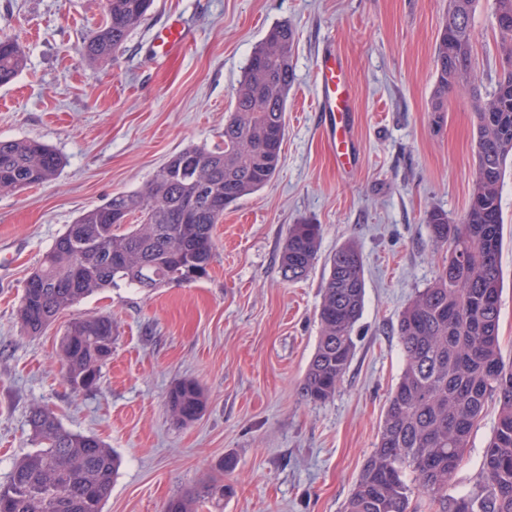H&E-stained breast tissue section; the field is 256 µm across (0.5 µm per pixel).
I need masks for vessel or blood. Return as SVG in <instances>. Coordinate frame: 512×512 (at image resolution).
Masks as SVG:
<instances>
[{"mask_svg":"<svg viewBox=\"0 0 512 512\" xmlns=\"http://www.w3.org/2000/svg\"><path fill=\"white\" fill-rule=\"evenodd\" d=\"M187 32L179 21H170L158 30L152 40L154 49L184 45ZM316 82L319 91L317 109L325 115L327 130L336 147L338 164H348L351 158L349 116L351 96L344 79L343 67L335 49H325L317 62Z\"/></svg>","mask_w":512,"mask_h":512,"instance_id":"b4317fda","label":"vessel or blood"}]
</instances>
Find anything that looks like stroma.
<instances>
[{
  "mask_svg": "<svg viewBox=\"0 0 512 512\" xmlns=\"http://www.w3.org/2000/svg\"><path fill=\"white\" fill-rule=\"evenodd\" d=\"M448 0H154L115 62L92 66L83 35L104 0H0V35L26 65L0 86V140L34 139L62 158L57 178L0 193V484L34 450L33 408L69 431L102 439L121 464L103 512H164L170 498L230 484L197 512H344L377 442L404 365L399 316L442 264L423 222L440 207L463 214L475 169L474 102L448 96L437 121L434 48ZM178 18L191 43L158 55L153 29ZM297 34L282 162L273 182L242 198L216 225L208 278L152 293L109 288L61 314L42 335L20 330L26 279L68 224L112 194L140 189L174 152L224 140V119L255 46L276 23ZM494 0H479L477 73L498 65ZM335 45L352 95L353 152L336 163L316 110L317 58ZM504 284L499 342L512 361V173L502 189ZM322 227L308 276L289 282L280 253L291 224ZM353 241L364 257L355 355L333 398L306 402L301 386L319 336L328 256ZM112 317V357L97 386L72 390L56 359L75 315ZM202 388L206 407L188 426L171 419L170 387ZM497 417L486 406L450 495L476 493ZM236 468H218L225 456Z\"/></svg>",
  "mask_w": 512,
  "mask_h": 512,
  "instance_id": "obj_1",
  "label": "stroma"
}]
</instances>
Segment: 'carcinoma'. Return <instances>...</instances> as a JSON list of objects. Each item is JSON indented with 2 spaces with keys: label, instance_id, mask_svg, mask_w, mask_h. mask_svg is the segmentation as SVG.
<instances>
[{
  "label": "carcinoma",
  "instance_id": "cac0c4a2",
  "mask_svg": "<svg viewBox=\"0 0 512 512\" xmlns=\"http://www.w3.org/2000/svg\"><path fill=\"white\" fill-rule=\"evenodd\" d=\"M477 0H449L435 46L431 111L443 118L448 91L478 83L472 19ZM153 0H106L103 23L83 37L90 64L116 59ZM501 59L512 61V0H494ZM295 30L272 26L254 48L224 120V146L188 145L172 154L136 192H119L81 213L43 255L27 279L18 308L21 329L39 336L87 296L122 284L152 291L189 286L209 275L213 232L224 210L275 177L286 133L293 81ZM24 66L18 42L0 37V86ZM512 167V73L498 74L480 102L476 169L464 213L453 219L433 207L424 213L446 259L433 282L406 305L397 333L405 364L387 403L378 440L344 512H418L415 491L433 512H512V364L502 359L499 263L504 224L500 191ZM61 157L36 141L0 140V192L50 182ZM194 216L183 217L187 207ZM140 215L141 223L130 224ZM321 225H290L280 255L287 281L305 277L319 251ZM318 312L320 336L301 387L310 403L331 399L355 352L353 332L365 294L364 260L348 242L328 258ZM112 349V316H76L61 337L58 362L75 391L96 387L104 353ZM498 417L481 461L473 497L448 494L488 401ZM171 417L183 426L199 419L204 394L191 379L167 395ZM36 449L17 462L0 486V512H103L119 458L94 435L64 429L41 408L30 415Z\"/></svg>",
  "mask_w": 512,
  "mask_h": 512
}]
</instances>
